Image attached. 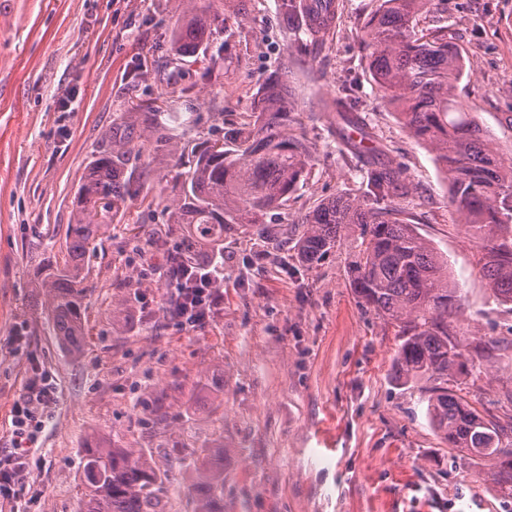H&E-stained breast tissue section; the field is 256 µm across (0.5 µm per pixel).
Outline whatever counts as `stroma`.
<instances>
[{
    "label": "stroma",
    "instance_id": "obj_1",
    "mask_svg": "<svg viewBox=\"0 0 512 512\" xmlns=\"http://www.w3.org/2000/svg\"><path fill=\"white\" fill-rule=\"evenodd\" d=\"M321 42L297 49L281 0H197L216 18L204 53L177 55L188 0H0V450L27 379L45 375L53 400L24 501L0 512H78L86 441L151 458L171 512H192L188 489L204 455L224 451V512H512L491 463L448 446L427 415L429 381L399 379V329L349 286V246L318 265L256 229L224 237V302L205 326L165 312L159 278L181 240L163 207L180 191L190 147L251 121L261 84L278 68L295 100L291 131L312 147L310 174L268 216L295 234L321 199L362 176L341 156L340 95L366 115L377 142L416 188V232L448 263L463 343L491 358L453 381L474 406L512 424V304L480 272L479 245L448 201L434 152L382 99L361 42L376 0H338ZM448 33L470 77L459 85L502 155H512V0H445ZM190 112L181 154L154 150L152 113ZM141 152L125 169L127 197L110 212L84 270L83 346L55 335L37 288L62 262L73 202L119 131Z\"/></svg>",
    "mask_w": 512,
    "mask_h": 512
}]
</instances>
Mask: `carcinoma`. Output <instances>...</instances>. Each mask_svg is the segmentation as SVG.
<instances>
[{
	"label": "carcinoma",
	"instance_id": "carcinoma-1",
	"mask_svg": "<svg viewBox=\"0 0 512 512\" xmlns=\"http://www.w3.org/2000/svg\"><path fill=\"white\" fill-rule=\"evenodd\" d=\"M433 0H378L365 35L370 48L368 67L382 97L417 141L430 146L448 179L449 203L462 224L484 232L482 269L496 299L512 304V165L501 164L496 147L486 138L474 113L460 100L457 89L466 64L448 26L442 20L429 29L419 17ZM285 18L299 17L293 28L313 40L334 16L336 0H283ZM214 19L193 13L175 36L179 55L207 48ZM336 113V136L344 150L362 165L367 192L321 200L302 221L293 249L299 261L312 267L341 245L346 232L356 234L349 282L355 294L400 328L402 342L395 355L398 377L427 378V414L448 447L488 458L491 481L501 495L512 497V444L502 443L508 430L487 419L467 397L448 387V379L468 368L484 348L467 350L452 337L455 289L448 266L410 224L407 202L414 195L400 168L381 158L370 146L372 135L364 118L340 96L322 102ZM295 102L287 82L266 80L257 92L252 121L224 134L222 147L211 144L192 151L194 165L181 185L177 200L164 206L168 223L183 227L180 249L203 266L204 260L224 256V233L235 227L262 225L306 180L312 153L304 139L288 133ZM152 115L159 132L156 142L171 140L169 124ZM131 151L123 143L101 155L81 185L68 226L63 265L48 273L38 287L48 295L49 317L55 335L73 352L81 349L84 329L81 300L86 255L105 210L126 201L121 181ZM86 491L80 512H168L165 479L151 459L128 448H111L94 440L83 448ZM194 512H224V453L204 457L192 484Z\"/></svg>",
	"mask_w": 512,
	"mask_h": 512
}]
</instances>
